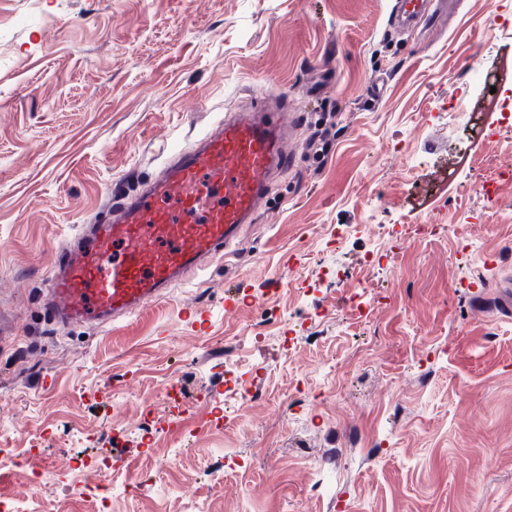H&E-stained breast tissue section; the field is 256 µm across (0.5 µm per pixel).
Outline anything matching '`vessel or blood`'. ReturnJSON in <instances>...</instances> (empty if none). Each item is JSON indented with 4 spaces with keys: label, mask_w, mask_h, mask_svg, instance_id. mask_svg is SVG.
Returning <instances> with one entry per match:
<instances>
[{
    "label": "vessel or blood",
    "mask_w": 512,
    "mask_h": 512,
    "mask_svg": "<svg viewBox=\"0 0 512 512\" xmlns=\"http://www.w3.org/2000/svg\"><path fill=\"white\" fill-rule=\"evenodd\" d=\"M446 0H391L389 22L431 21ZM287 92L264 94L242 112H228L189 151L168 159L162 175L107 191L104 216L59 247L43 295L55 323L106 324L129 318L191 271L233 254L242 229L267 201L273 177L296 155L286 130L298 128Z\"/></svg>",
    "instance_id": "obj_1"
}]
</instances>
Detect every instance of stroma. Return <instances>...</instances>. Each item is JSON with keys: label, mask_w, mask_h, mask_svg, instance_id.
<instances>
[{"label": "stroma", "mask_w": 512, "mask_h": 512, "mask_svg": "<svg viewBox=\"0 0 512 512\" xmlns=\"http://www.w3.org/2000/svg\"><path fill=\"white\" fill-rule=\"evenodd\" d=\"M496 8L456 0L404 33L389 0H0V322L14 330L0 455L47 434L45 505L88 492L60 451L72 420L85 459L111 455L132 477L175 442L188 450L179 493L112 512H512V218L479 195V171L434 189L458 147L430 119L467 73L512 54ZM251 91L288 92L305 129L334 113L329 152L298 145L236 253L138 315L49 323L52 255L107 186L157 174ZM433 211L455 214L473 252L426 233ZM338 231L340 252H323ZM375 245L360 291L326 276L358 271ZM229 340L254 400L217 431ZM298 386L313 393L300 408ZM210 463L223 488L206 484Z\"/></svg>", "instance_id": "35a3bbf8"}]
</instances>
